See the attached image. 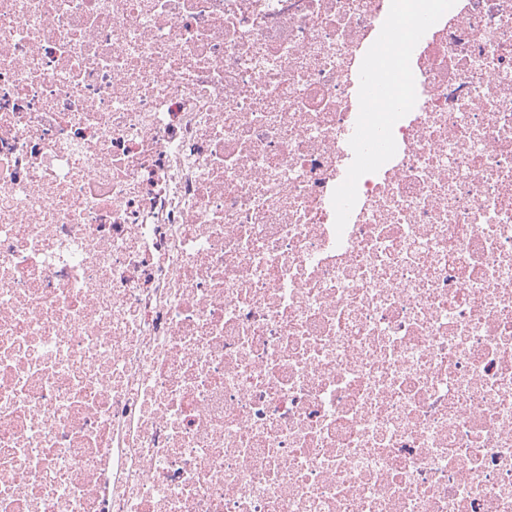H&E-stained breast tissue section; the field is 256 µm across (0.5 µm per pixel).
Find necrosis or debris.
I'll return each mask as SVG.
<instances>
[{
    "mask_svg": "<svg viewBox=\"0 0 512 512\" xmlns=\"http://www.w3.org/2000/svg\"><path fill=\"white\" fill-rule=\"evenodd\" d=\"M411 2L0 0V512H512V0Z\"/></svg>",
    "mask_w": 512,
    "mask_h": 512,
    "instance_id": "obj_1",
    "label": "necrosis or debris"
}]
</instances>
